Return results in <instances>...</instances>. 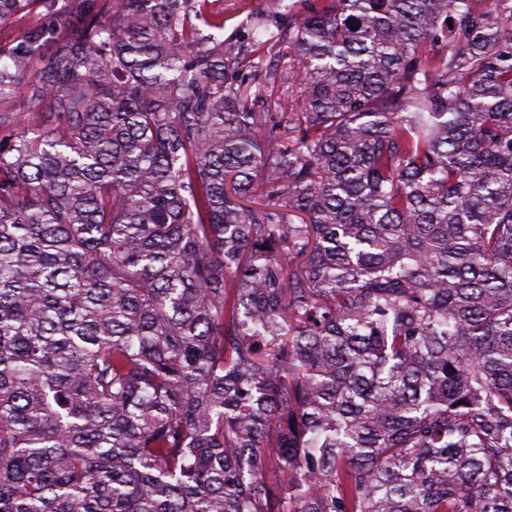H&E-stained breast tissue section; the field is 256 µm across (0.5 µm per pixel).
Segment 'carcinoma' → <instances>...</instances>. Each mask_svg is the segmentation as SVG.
<instances>
[{"label":"carcinoma","mask_w":512,"mask_h":512,"mask_svg":"<svg viewBox=\"0 0 512 512\" xmlns=\"http://www.w3.org/2000/svg\"><path fill=\"white\" fill-rule=\"evenodd\" d=\"M86 2L0 47V512H512V0Z\"/></svg>","instance_id":"1"}]
</instances>
